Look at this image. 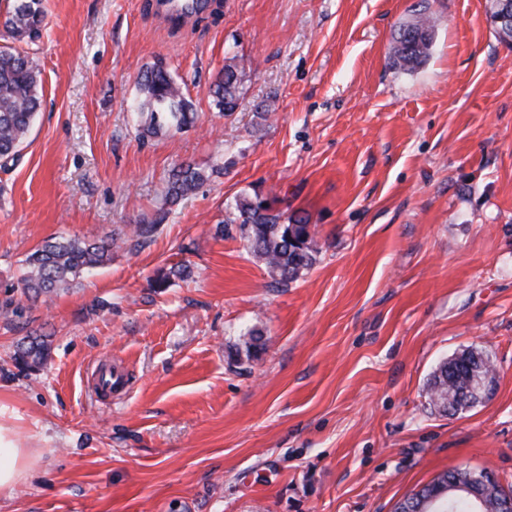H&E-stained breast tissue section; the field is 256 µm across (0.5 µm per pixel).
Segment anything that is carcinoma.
Instances as JSON below:
<instances>
[{
    "instance_id": "obj_1",
    "label": "carcinoma",
    "mask_w": 512,
    "mask_h": 512,
    "mask_svg": "<svg viewBox=\"0 0 512 512\" xmlns=\"http://www.w3.org/2000/svg\"><path fill=\"white\" fill-rule=\"evenodd\" d=\"M45 20L43 0H13L4 27L16 41L29 45L40 40ZM433 32L427 10H414L410 20L393 33L392 66L411 71L423 64L431 53ZM243 81L244 70L231 62L224 65L212 82L213 100L224 115L235 112ZM138 88L139 97L132 101L131 109L141 134L179 133L194 123V105L186 96L185 83L177 81L168 70L153 64L143 67ZM40 89L41 68L36 53L13 48L0 50V159L18 155L40 110ZM207 178L206 171L193 164L178 166L169 179L167 202L173 204L186 197ZM164 219L165 213L160 212L151 223L135 225L133 236L150 238ZM224 223L237 225L249 252L263 263L277 286H288L316 262L319 249L307 231L309 219L296 216L286 222L281 213L257 195L238 196ZM122 242L124 239L114 234L92 243L76 237L49 239L28 255L23 288L35 297L63 291L69 288L71 278L110 262L112 248ZM47 355V343L34 338L18 348L15 361L25 369H33L42 365ZM467 372L463 358L442 362L427 385L429 404L445 415H455V408L463 405L458 395L469 385ZM455 474L454 470L441 473L401 500L395 512H423L425 500L447 489L448 477ZM441 501L448 504L447 512H476L468 496L450 500L445 494Z\"/></svg>"
}]
</instances>
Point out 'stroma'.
Here are the masks:
<instances>
[{"mask_svg": "<svg viewBox=\"0 0 512 512\" xmlns=\"http://www.w3.org/2000/svg\"><path fill=\"white\" fill-rule=\"evenodd\" d=\"M418 2L207 0L175 26L156 0H46L41 110L0 165V419L34 455L0 512H394L456 468L512 487V46L489 0H427L433 53L394 69ZM158 61L196 119L144 138L129 105ZM183 162L208 178L167 203ZM243 193L310 218L317 260L288 287L217 230ZM117 232L111 262L25 294L44 241ZM27 336L50 344L35 370L14 361ZM471 346L492 393L444 415L428 380ZM102 363L126 391L93 394ZM235 58H231L234 61ZM227 63L219 71L211 84V94L219 112L229 116L235 112L242 84L244 81V70L236 63Z\"/></svg>", "mask_w": 512, "mask_h": 512, "instance_id": "1", "label": "stroma"}]
</instances>
